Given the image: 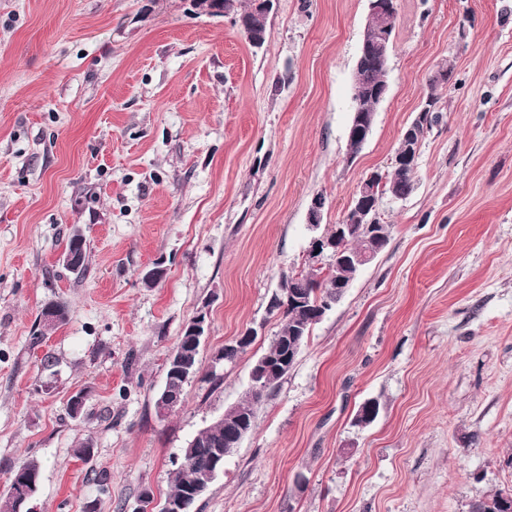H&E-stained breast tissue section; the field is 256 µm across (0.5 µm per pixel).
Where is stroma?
<instances>
[{"instance_id": "obj_1", "label": "stroma", "mask_w": 512, "mask_h": 512, "mask_svg": "<svg viewBox=\"0 0 512 512\" xmlns=\"http://www.w3.org/2000/svg\"><path fill=\"white\" fill-rule=\"evenodd\" d=\"M367 17L368 0H276L256 49L183 0H0V500L35 457L37 512H157L186 442L248 395L283 274L391 169L431 93L442 118L414 190L379 209L387 246L193 512H470L512 493V0H398L388 94L353 157ZM76 232L81 275L59 261ZM51 301L67 319L33 343ZM202 308L214 377L159 415L166 358Z\"/></svg>"}]
</instances>
